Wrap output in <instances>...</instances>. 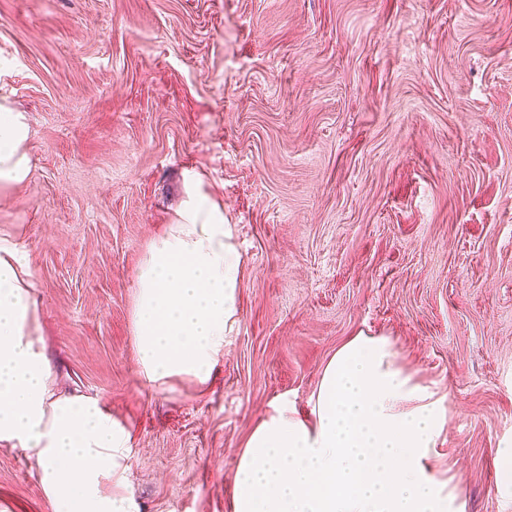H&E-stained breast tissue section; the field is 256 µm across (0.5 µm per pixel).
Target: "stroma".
<instances>
[{
  "instance_id": "stroma-1",
  "label": "stroma",
  "mask_w": 512,
  "mask_h": 512,
  "mask_svg": "<svg viewBox=\"0 0 512 512\" xmlns=\"http://www.w3.org/2000/svg\"><path fill=\"white\" fill-rule=\"evenodd\" d=\"M0 104L30 173L0 185L58 391L134 437L137 512H232L272 402L309 412L351 337L444 398L455 512H512V0H0ZM224 204L238 317L208 386L139 376L135 272L181 174ZM0 512H52L0 446Z\"/></svg>"
}]
</instances>
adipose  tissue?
Wrapping results in <instances>:
<instances>
[{
  "label": "adipose tissue",
  "instance_id": "adipose-tissue-1",
  "mask_svg": "<svg viewBox=\"0 0 512 512\" xmlns=\"http://www.w3.org/2000/svg\"><path fill=\"white\" fill-rule=\"evenodd\" d=\"M24 117L0 113V183L28 175ZM136 274L133 317L143 381L207 384L237 314L240 256L200 174ZM31 271L0 238V446L38 465L53 512H134L131 436L99 398L63 394L37 336ZM309 414L280 399L246 440L232 512H452L428 459L446 424L429 385L397 362L384 337H352L322 371Z\"/></svg>",
  "mask_w": 512,
  "mask_h": 512
}]
</instances>
